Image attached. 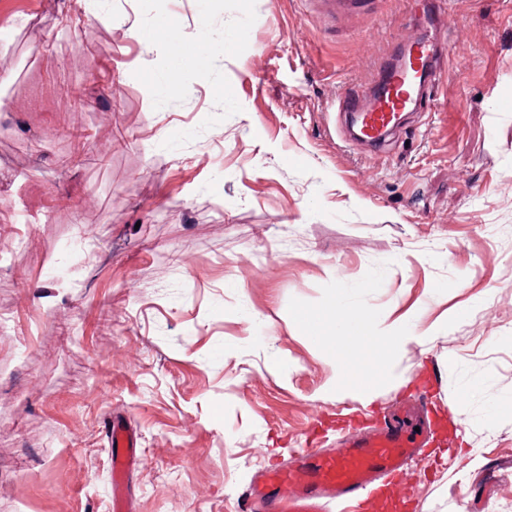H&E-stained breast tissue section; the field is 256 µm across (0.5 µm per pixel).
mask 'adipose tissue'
I'll list each match as a JSON object with an SVG mask.
<instances>
[{"label":"adipose tissue","mask_w":512,"mask_h":512,"mask_svg":"<svg viewBox=\"0 0 512 512\" xmlns=\"http://www.w3.org/2000/svg\"><path fill=\"white\" fill-rule=\"evenodd\" d=\"M314 320L321 325L333 323L337 339L341 342L367 335L373 349L387 360L409 345L428 348L435 335L434 330L423 332L399 319L387 321L366 309H358L348 314L338 309L326 311L317 315Z\"/></svg>","instance_id":"obj_1"}]
</instances>
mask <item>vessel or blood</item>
<instances>
[{
	"mask_svg": "<svg viewBox=\"0 0 512 512\" xmlns=\"http://www.w3.org/2000/svg\"><path fill=\"white\" fill-rule=\"evenodd\" d=\"M448 54L445 35L428 33L412 41L396 42L378 63L370 86L346 91L344 108L355 117L359 139L378 143L403 113L426 103L443 75ZM113 475L112 502L121 512V485L136 456L137 439L115 422H107ZM416 420L394 417L376 434L345 441L342 448L322 451L301 449L288 467L268 471L263 486L248 488L241 512H355L376 497L377 483L397 478L413 462L423 441Z\"/></svg>",
	"mask_w": 512,
	"mask_h": 512,
	"instance_id": "b4317fda",
	"label": "vessel or blood"
}]
</instances>
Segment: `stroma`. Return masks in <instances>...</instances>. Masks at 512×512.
Returning <instances> with one entry per match:
<instances>
[{
	"label": "stroma",
	"instance_id": "35a3bbf8",
	"mask_svg": "<svg viewBox=\"0 0 512 512\" xmlns=\"http://www.w3.org/2000/svg\"><path fill=\"white\" fill-rule=\"evenodd\" d=\"M443 12L447 75L374 152L339 100L424 0H0V512H111L107 419L131 512H238L406 407L390 512L512 507V0ZM335 307L448 326L384 368L288 320ZM365 363L371 404L322 399ZM104 429L110 448L113 508L120 511L123 508L122 479L127 466L136 457L137 439L132 432L112 420L105 424Z\"/></svg>",
	"mask_w": 512,
	"mask_h": 512
}]
</instances>
